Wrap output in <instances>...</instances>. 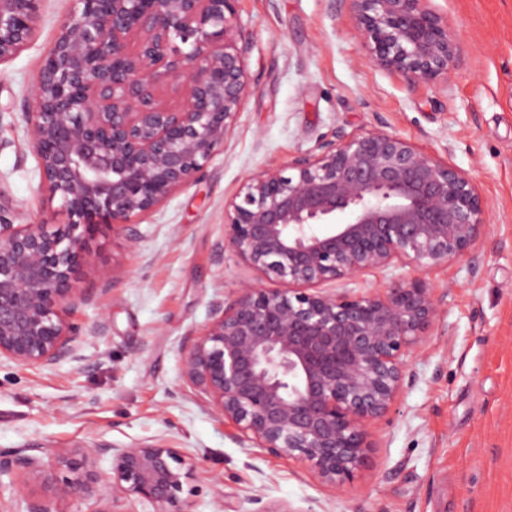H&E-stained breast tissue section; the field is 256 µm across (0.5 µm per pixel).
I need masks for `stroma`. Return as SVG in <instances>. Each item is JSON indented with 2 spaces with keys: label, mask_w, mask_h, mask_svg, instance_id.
I'll return each instance as SVG.
<instances>
[{
  "label": "stroma",
  "mask_w": 512,
  "mask_h": 512,
  "mask_svg": "<svg viewBox=\"0 0 512 512\" xmlns=\"http://www.w3.org/2000/svg\"><path fill=\"white\" fill-rule=\"evenodd\" d=\"M433 5L464 53L448 85L412 89L367 61L328 0H238L250 86L232 135L203 177L135 224L136 244L108 227L90 241L81 357L0 366V449L171 442L197 464L187 512H512V0ZM73 6L46 0L32 46L0 64V213L50 230L67 215L40 185L27 98ZM340 127L398 134L464 171L489 228L429 273L442 314L374 428L368 469L338 492L237 439L182 357L214 303L255 277L224 249L225 199Z\"/></svg>",
  "instance_id": "1"
}]
</instances>
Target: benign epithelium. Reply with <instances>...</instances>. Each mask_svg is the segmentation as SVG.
<instances>
[{
    "label": "benign epithelium",
    "instance_id": "7a95c632",
    "mask_svg": "<svg viewBox=\"0 0 512 512\" xmlns=\"http://www.w3.org/2000/svg\"><path fill=\"white\" fill-rule=\"evenodd\" d=\"M44 0H0V64L29 48ZM237 0H75L44 56L27 112L41 186L68 223L0 215V364L45 369L86 339L75 308L100 225H131L196 182L232 134L249 91ZM432 0H330L375 66L410 87L448 82L460 39ZM183 88L179 104L161 87ZM488 224L466 173L384 130L338 129L224 201V248L257 273L183 355V372L237 438L341 490L368 467L408 358L440 317L423 277L330 291L396 262L430 272L470 254ZM278 284L276 288L262 282ZM110 457L104 472L99 461ZM195 465L164 442L0 449V486L22 512H89L120 501L185 512Z\"/></svg>",
    "mask_w": 512,
    "mask_h": 512
}]
</instances>
